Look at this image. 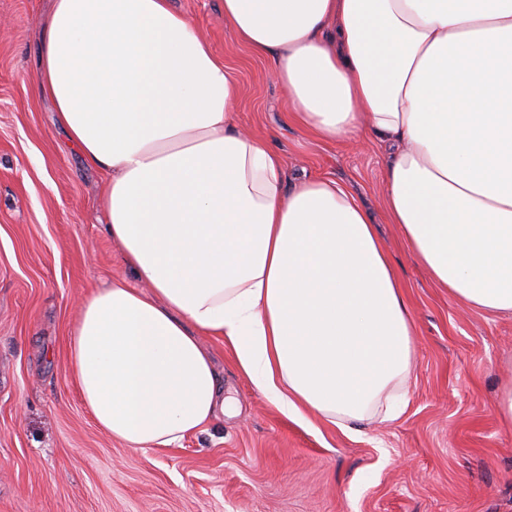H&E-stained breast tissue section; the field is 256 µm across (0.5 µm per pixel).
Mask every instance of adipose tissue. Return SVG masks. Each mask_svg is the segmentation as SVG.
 I'll return each mask as SVG.
<instances>
[{"label": "adipose tissue", "instance_id": "obj_1", "mask_svg": "<svg viewBox=\"0 0 512 512\" xmlns=\"http://www.w3.org/2000/svg\"><path fill=\"white\" fill-rule=\"evenodd\" d=\"M224 22L298 126L391 147L386 210L433 282L512 312V0H224ZM36 76L106 175L105 232L140 282L84 296L70 332L103 432L168 448L217 419L204 336L284 415H401L413 325L370 213L333 180L285 186L235 122V71L171 0H53Z\"/></svg>", "mask_w": 512, "mask_h": 512}]
</instances>
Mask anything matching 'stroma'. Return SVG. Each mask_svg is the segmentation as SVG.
Wrapping results in <instances>:
<instances>
[{"label": "stroma", "instance_id": "1", "mask_svg": "<svg viewBox=\"0 0 512 512\" xmlns=\"http://www.w3.org/2000/svg\"><path fill=\"white\" fill-rule=\"evenodd\" d=\"M240 82L235 120L284 159V182L346 186L370 212L414 326L408 404L347 433L278 411L207 336L228 406L170 448L109 439L69 366L82 297L136 283L104 232L105 175L85 164L37 86L51 0H0V512H512V314L437 288L389 223V149L329 142L291 123L267 59L224 24V0H173Z\"/></svg>", "mask_w": 512, "mask_h": 512}]
</instances>
